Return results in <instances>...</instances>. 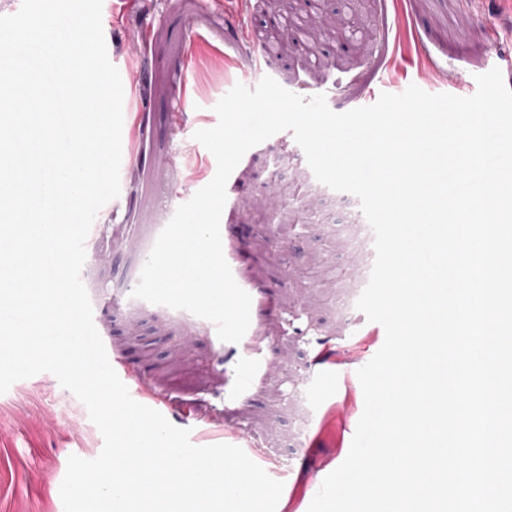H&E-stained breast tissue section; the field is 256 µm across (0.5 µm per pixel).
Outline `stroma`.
<instances>
[{
    "label": "stroma",
    "mask_w": 512,
    "mask_h": 512,
    "mask_svg": "<svg viewBox=\"0 0 512 512\" xmlns=\"http://www.w3.org/2000/svg\"><path fill=\"white\" fill-rule=\"evenodd\" d=\"M268 0H103L102 28L124 88L121 191L98 213L81 279L94 324L112 358L163 401L174 426L214 430V443L245 453L283 491L276 512H308L325 477L346 459L364 396L357 371L385 330L361 311L332 307L362 263L332 231L361 224L359 199L336 193L325 208L293 198L269 208L272 190L313 180L292 132L246 152L226 185L223 253L251 297L240 342L221 341L211 321L134 298L141 269L178 205L172 188L195 194L217 169L194 140L214 127L216 103L236 84L271 76L343 113L381 93L417 85L431 94L477 90L499 68L512 88V0H365L367 43L331 36L310 46H268ZM297 222L289 239L282 216ZM309 411L304 432L297 419ZM293 447L282 442L291 433ZM103 437L85 405L44 372L0 394V512H64L60 486L70 456L96 458Z\"/></svg>",
    "instance_id": "stroma-1"
}]
</instances>
